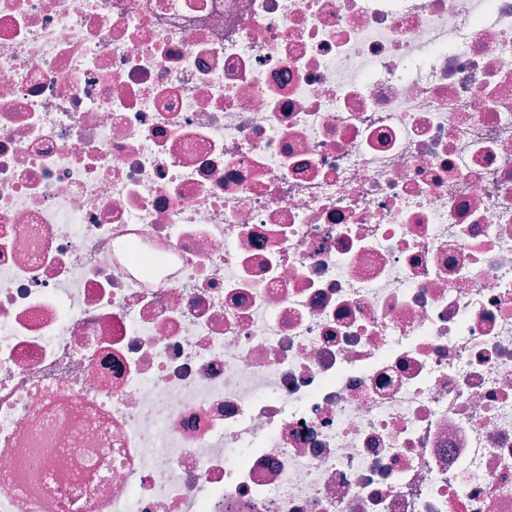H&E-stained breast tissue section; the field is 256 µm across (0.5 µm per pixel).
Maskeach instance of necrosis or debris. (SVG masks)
I'll use <instances>...</instances> for the list:
<instances>
[{
    "label": "necrosis or debris",
    "instance_id": "1",
    "mask_svg": "<svg viewBox=\"0 0 512 512\" xmlns=\"http://www.w3.org/2000/svg\"><path fill=\"white\" fill-rule=\"evenodd\" d=\"M0 512H512V0H0Z\"/></svg>",
    "mask_w": 512,
    "mask_h": 512
}]
</instances>
